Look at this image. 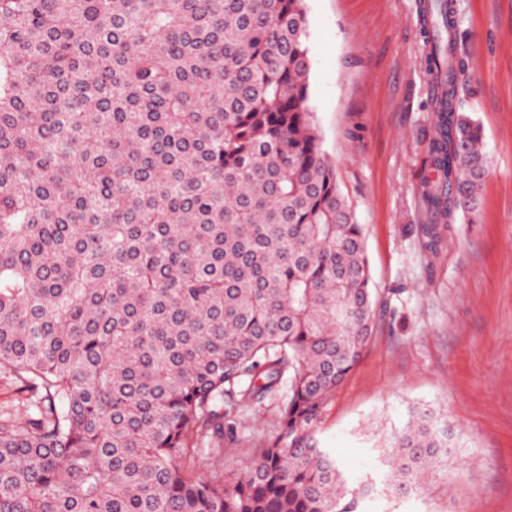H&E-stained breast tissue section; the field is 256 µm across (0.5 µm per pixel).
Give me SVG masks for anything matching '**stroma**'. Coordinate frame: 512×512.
Listing matches in <instances>:
<instances>
[{
	"mask_svg": "<svg viewBox=\"0 0 512 512\" xmlns=\"http://www.w3.org/2000/svg\"><path fill=\"white\" fill-rule=\"evenodd\" d=\"M419 0H306L309 105L340 187L364 226L376 323L362 358L323 405L314 439L363 512H512V0H456L465 33L463 108L484 133L478 223H428L433 107ZM419 405L462 433L463 464L420 492L389 489L388 438ZM209 471L239 472L278 435L270 408L238 418Z\"/></svg>",
	"mask_w": 512,
	"mask_h": 512,
	"instance_id": "obj_1",
	"label": "stroma"
}]
</instances>
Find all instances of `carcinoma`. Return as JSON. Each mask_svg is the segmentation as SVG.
Here are the masks:
<instances>
[{
    "label": "carcinoma",
    "instance_id": "obj_1",
    "mask_svg": "<svg viewBox=\"0 0 512 512\" xmlns=\"http://www.w3.org/2000/svg\"><path fill=\"white\" fill-rule=\"evenodd\" d=\"M463 38L437 0L432 248L488 170ZM310 73L306 0H0V368L31 393L0 411V512H355L311 434L377 301ZM267 400L278 437L204 475ZM458 447L412 408L392 488Z\"/></svg>",
    "mask_w": 512,
    "mask_h": 512
}]
</instances>
